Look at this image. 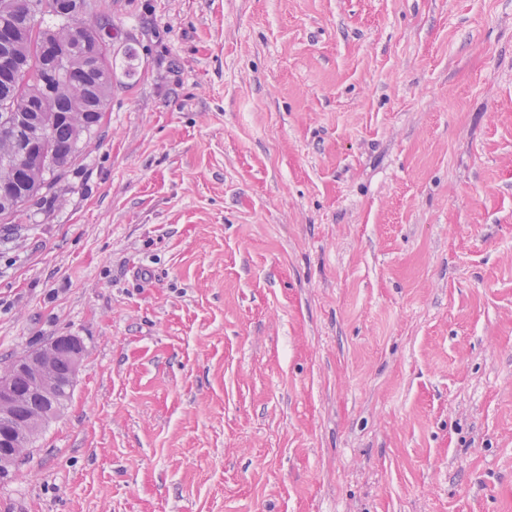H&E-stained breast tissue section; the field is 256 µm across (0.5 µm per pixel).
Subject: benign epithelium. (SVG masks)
<instances>
[{"instance_id":"benign-epithelium-1","label":"benign epithelium","mask_w":512,"mask_h":512,"mask_svg":"<svg viewBox=\"0 0 512 512\" xmlns=\"http://www.w3.org/2000/svg\"><path fill=\"white\" fill-rule=\"evenodd\" d=\"M50 8L73 20L82 17V0H52ZM30 25L18 30L0 33V78L18 88V99L22 107L13 112L11 123L25 125L32 121L43 104L59 86L61 75L55 61L68 55L69 45L52 37L45 38L40 45L41 65L36 74H31L26 65L13 50L21 37L27 34ZM114 33L101 35L83 53L86 73L97 77L107 62L108 49ZM52 151L49 141L31 138L24 141L11 164L12 178L0 184V200L16 201L33 193L36 184L33 175L51 166ZM84 346L76 336H58L52 341L16 357L7 366L0 368V415L7 423L0 425V473L10 470L16 464L19 450L33 437L41 424L56 416L54 389L56 379L53 367L60 356H66L69 370L65 384L73 387L82 360ZM22 376L30 390L43 405L37 416H27L21 410V400L16 377Z\"/></svg>"}]
</instances>
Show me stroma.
Wrapping results in <instances>:
<instances>
[{"mask_svg": "<svg viewBox=\"0 0 512 512\" xmlns=\"http://www.w3.org/2000/svg\"><path fill=\"white\" fill-rule=\"evenodd\" d=\"M110 12L0 223V366L85 348L0 512H512V0Z\"/></svg>", "mask_w": 512, "mask_h": 512, "instance_id": "obj_1", "label": "stroma"}]
</instances>
